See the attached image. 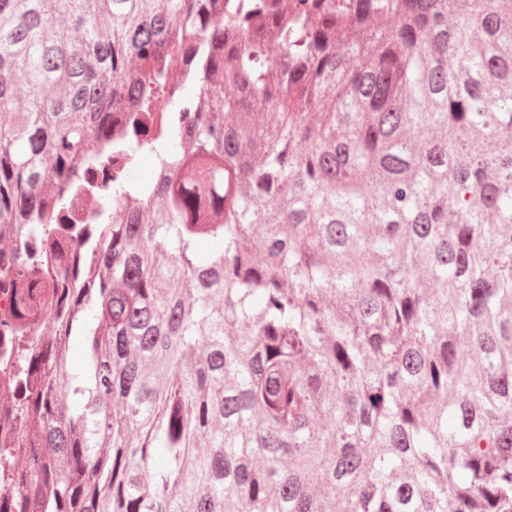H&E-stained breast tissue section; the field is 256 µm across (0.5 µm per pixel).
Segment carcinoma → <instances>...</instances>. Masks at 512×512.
Instances as JSON below:
<instances>
[{"label": "carcinoma", "instance_id": "carcinoma-1", "mask_svg": "<svg viewBox=\"0 0 512 512\" xmlns=\"http://www.w3.org/2000/svg\"><path fill=\"white\" fill-rule=\"evenodd\" d=\"M104 167L0 512H512V0H0V225Z\"/></svg>", "mask_w": 512, "mask_h": 512}]
</instances>
